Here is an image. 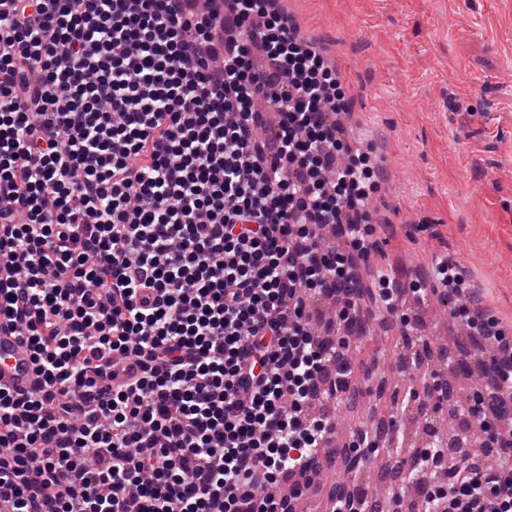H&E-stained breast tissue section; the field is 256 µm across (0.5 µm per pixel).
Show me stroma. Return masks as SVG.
I'll list each match as a JSON object with an SVG mask.
<instances>
[{
	"label": "stroma",
	"mask_w": 512,
	"mask_h": 512,
	"mask_svg": "<svg viewBox=\"0 0 512 512\" xmlns=\"http://www.w3.org/2000/svg\"><path fill=\"white\" fill-rule=\"evenodd\" d=\"M280 6L335 68L347 109L342 138L374 142L387 177L368 201L380 240L379 265L392 277L425 280L451 258L484 289L490 316L512 337V0H281ZM367 284L361 315L371 328L350 341V385L375 417L398 415L411 391L392 366L403 328L379 315ZM414 350L443 353L485 383L486 360L471 338L436 342L437 312L412 313ZM345 431L329 445L330 479L387 486L406 466L367 448L346 467Z\"/></svg>",
	"instance_id": "stroma-1"
}]
</instances>
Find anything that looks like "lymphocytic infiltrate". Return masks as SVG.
Listing matches in <instances>:
<instances>
[{"label":"lymphocytic infiltrate","mask_w":512,"mask_h":512,"mask_svg":"<svg viewBox=\"0 0 512 512\" xmlns=\"http://www.w3.org/2000/svg\"><path fill=\"white\" fill-rule=\"evenodd\" d=\"M344 108L276 0H0V319L39 378L0 387L10 512H292L349 381L308 303L351 327L375 246ZM436 279L493 350L466 423L497 459L430 445L399 507L512 512V340Z\"/></svg>","instance_id":"f902f5d3"}]
</instances>
